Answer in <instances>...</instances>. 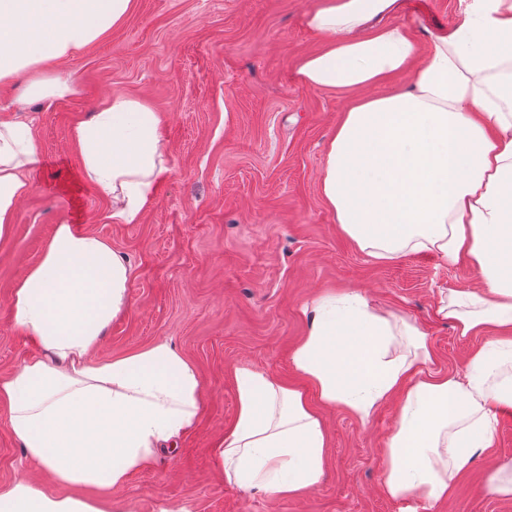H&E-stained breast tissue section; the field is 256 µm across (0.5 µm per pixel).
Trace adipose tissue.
<instances>
[{
    "instance_id": "adipose-tissue-1",
    "label": "adipose tissue",
    "mask_w": 512,
    "mask_h": 512,
    "mask_svg": "<svg viewBox=\"0 0 512 512\" xmlns=\"http://www.w3.org/2000/svg\"><path fill=\"white\" fill-rule=\"evenodd\" d=\"M401 0H317L305 15L324 46L295 65L313 89H355L324 157L320 193L342 235L379 263L425 252L477 271L475 289H452L437 314L483 342L463 376L423 372L426 335L373 308L358 292L317 294L294 349L306 391L243 367L237 412L218 450L222 477L244 489L299 497L319 483L329 436L320 407L368 420L395 401L385 448L384 492L447 498L495 441L512 409V0H459L460 21L429 32L422 65L399 25ZM133 0H0V81L24 74L13 103L62 97L73 86L51 66L121 23ZM416 66L409 87L367 88ZM163 116L144 100L109 98L72 133L86 179L111 200L116 224L138 222L169 168ZM36 133L0 121V239L32 189ZM132 269L100 236L59 224L39 261L14 285L13 323L36 353L0 377L5 424L26 457L72 494L31 481L0 491V512H115L113 492L151 466L196 425L203 382L195 365L160 340L131 353H94L112 321L129 312ZM414 359L391 356L398 338Z\"/></svg>"
}]
</instances>
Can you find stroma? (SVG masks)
Instances as JSON below:
<instances>
[{
	"label": "stroma",
	"instance_id": "35a3bbf8",
	"mask_svg": "<svg viewBox=\"0 0 512 512\" xmlns=\"http://www.w3.org/2000/svg\"><path fill=\"white\" fill-rule=\"evenodd\" d=\"M315 0H134L128 18L54 70L71 94L18 113L32 123L39 161L31 192L0 241V375L35 354L15 328L14 284L36 264L59 224L103 237L132 267L131 309L95 351L109 359L170 341L197 367L204 407L195 427L154 466L115 492L123 512H407L416 496L383 489L384 449L396 405L368 421L322 413L330 437L319 485L297 498L244 490L219 474L217 448L237 410L234 373L247 366L307 388L292 355L306 335L305 305L319 292L354 290L371 306L418 326L432 372L464 373L481 339L459 336L435 311L448 290L478 274L427 253L379 264L343 236L322 202L324 147L354 94L299 83L294 66L321 49L304 24ZM459 17L458 0H418L396 24L417 41ZM145 100L165 116L170 175L138 223L115 224L111 202L82 173L72 128L109 97ZM512 463V417L430 512H512L483 479ZM28 479L63 493L25 458L0 422V490Z\"/></svg>",
	"mask_w": 512,
	"mask_h": 512
}]
</instances>
